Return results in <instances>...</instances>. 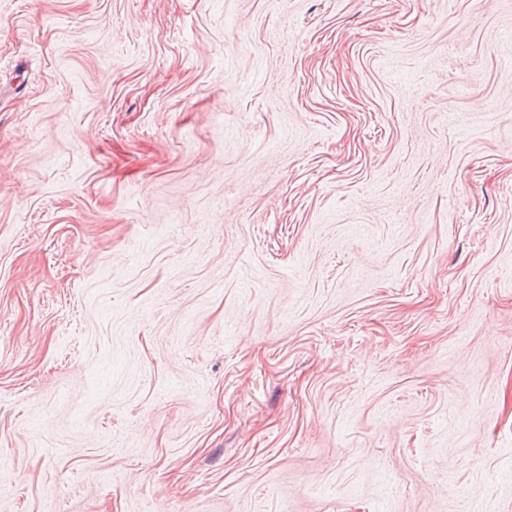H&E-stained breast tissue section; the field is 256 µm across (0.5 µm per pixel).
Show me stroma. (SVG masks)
<instances>
[{
    "mask_svg": "<svg viewBox=\"0 0 512 512\" xmlns=\"http://www.w3.org/2000/svg\"><path fill=\"white\" fill-rule=\"evenodd\" d=\"M0 512H512V0H0Z\"/></svg>",
    "mask_w": 512,
    "mask_h": 512,
    "instance_id": "obj_1",
    "label": "stroma"
}]
</instances>
